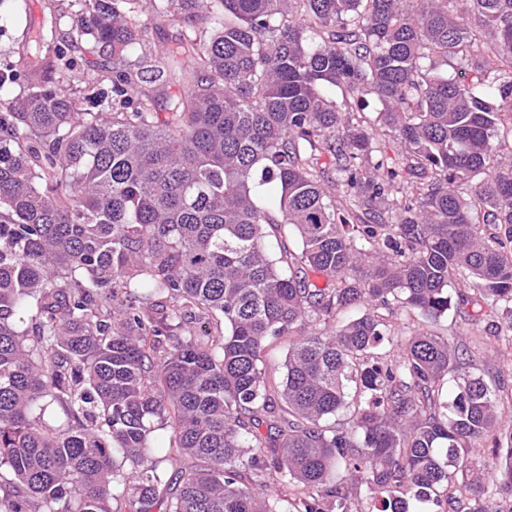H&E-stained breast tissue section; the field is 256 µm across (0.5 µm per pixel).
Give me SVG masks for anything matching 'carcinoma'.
Returning <instances> with one entry per match:
<instances>
[{"mask_svg":"<svg viewBox=\"0 0 512 512\" xmlns=\"http://www.w3.org/2000/svg\"><path fill=\"white\" fill-rule=\"evenodd\" d=\"M76 2L50 36L109 59L112 108L41 26L0 67V512H512L503 396L388 322L512 343V0H150L182 31L146 81L140 0ZM177 79L161 120L141 83ZM288 352L286 343L273 345L265 359V369L274 383H279L285 373V361Z\"/></svg>","mask_w":512,"mask_h":512,"instance_id":"cac0c4a2","label":"carcinoma"}]
</instances>
